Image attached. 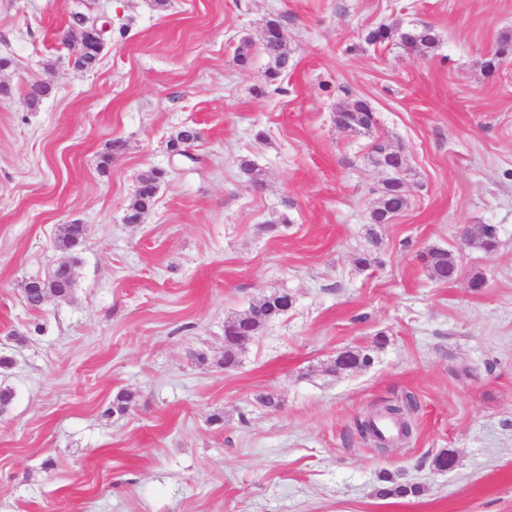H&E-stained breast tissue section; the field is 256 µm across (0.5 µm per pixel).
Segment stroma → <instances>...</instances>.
Listing matches in <instances>:
<instances>
[{"mask_svg":"<svg viewBox=\"0 0 512 512\" xmlns=\"http://www.w3.org/2000/svg\"><path fill=\"white\" fill-rule=\"evenodd\" d=\"M76 12L112 24L91 71L62 41ZM273 15L291 56L277 90ZM416 24L434 52L365 40ZM507 33L512 0H0V512H512V56L484 68ZM40 81L52 90L33 107ZM356 97L372 132L335 124ZM188 124L194 159H171ZM379 138L407 158L410 205L362 270ZM151 168L168 177L126 223ZM73 222L87 229L74 293L30 310L22 284L60 261ZM484 224L491 253L461 239ZM430 247L459 256L457 280L426 276ZM277 289L294 307L225 371V322ZM357 347L370 367L329 373ZM121 391L134 399L110 414ZM407 394L409 442L360 437ZM444 449L457 464L439 472ZM384 473L424 490L379 498ZM262 49L268 58V68L265 71L266 84L275 85L288 73V64H286V61L280 57L275 49L265 50L263 45ZM167 174V170L162 168H151L140 174L137 188L124 216L126 223L136 224L153 207L157 189Z\"/></svg>","mask_w":512,"mask_h":512,"instance_id":"obj_1","label":"stroma"}]
</instances>
